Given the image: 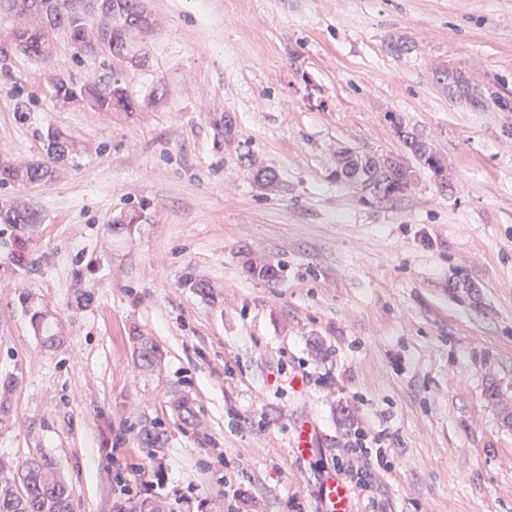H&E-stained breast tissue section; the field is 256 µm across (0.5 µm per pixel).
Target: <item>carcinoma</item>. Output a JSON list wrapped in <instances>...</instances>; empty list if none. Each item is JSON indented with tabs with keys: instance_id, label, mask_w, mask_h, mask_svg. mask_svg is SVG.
I'll list each match as a JSON object with an SVG mask.
<instances>
[{
	"instance_id": "carcinoma-1",
	"label": "carcinoma",
	"mask_w": 512,
	"mask_h": 512,
	"mask_svg": "<svg viewBox=\"0 0 512 512\" xmlns=\"http://www.w3.org/2000/svg\"><path fill=\"white\" fill-rule=\"evenodd\" d=\"M112 10L124 17V22L134 24L137 20L138 0H110ZM8 9L20 5V13L27 11L46 15L53 27H70L76 21L72 0H7ZM96 107L102 112L116 109L128 110L132 102L116 83L98 87ZM398 135L407 151L419 162L433 170L442 184H447L445 166L442 160L431 151L429 145L414 134L397 125ZM47 153L49 158L61 161L67 156L65 144L59 142L53 133H47ZM52 168L46 164H33L20 172L11 167L0 170V182L22 178L27 182H42L51 177ZM336 177L360 188L370 189V193L380 200L400 196L409 186L407 167L395 158L379 161L359 156L349 150L342 152L338 159ZM1 224H31V213L17 208L6 211L0 209ZM247 272L259 279L273 281L279 277L278 267L270 264L247 262ZM135 352L145 365L156 363L161 352L147 336H134ZM164 432L157 426H145L140 430L139 440L146 448H159ZM0 512H72L70 492L67 484L57 475L53 460L41 456L29 460L16 476H0Z\"/></svg>"
}]
</instances>
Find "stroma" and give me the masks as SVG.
<instances>
[{
    "instance_id": "obj_1",
    "label": "stroma",
    "mask_w": 512,
    "mask_h": 512,
    "mask_svg": "<svg viewBox=\"0 0 512 512\" xmlns=\"http://www.w3.org/2000/svg\"><path fill=\"white\" fill-rule=\"evenodd\" d=\"M140 7L124 58L55 27L46 56L0 62V164L46 161L38 128L71 150L49 180L0 184L37 218L0 224L7 473L52 458L73 512H226L237 493L247 512H316L362 429L391 464L356 489L359 512H512V0ZM60 75L119 82L132 107L63 101ZM346 149L400 158L409 188L379 200L338 180ZM250 257L279 279L248 276ZM154 422L167 441L142 447ZM405 127H398V135L407 151H409L419 162L433 170L434 174L447 187V177L445 175V166L442 160L431 151L429 145L410 133L404 130Z\"/></svg>"
}]
</instances>
